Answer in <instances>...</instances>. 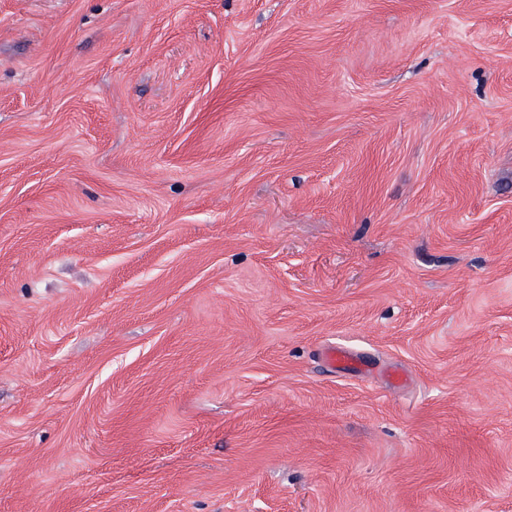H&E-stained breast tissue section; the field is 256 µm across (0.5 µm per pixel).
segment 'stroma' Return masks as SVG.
<instances>
[{"label": "stroma", "mask_w": 512, "mask_h": 512, "mask_svg": "<svg viewBox=\"0 0 512 512\" xmlns=\"http://www.w3.org/2000/svg\"><path fill=\"white\" fill-rule=\"evenodd\" d=\"M0 512H512V0H0Z\"/></svg>", "instance_id": "obj_1"}]
</instances>
